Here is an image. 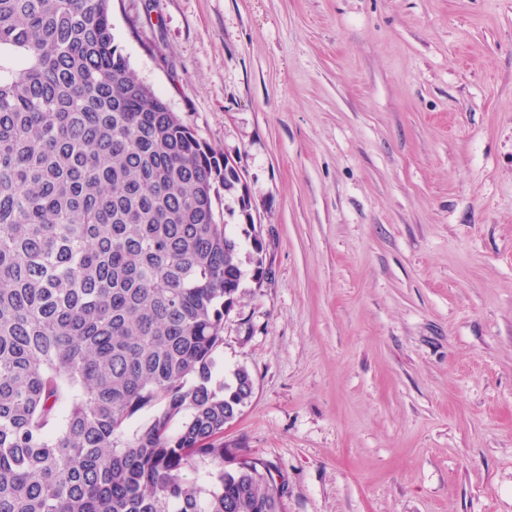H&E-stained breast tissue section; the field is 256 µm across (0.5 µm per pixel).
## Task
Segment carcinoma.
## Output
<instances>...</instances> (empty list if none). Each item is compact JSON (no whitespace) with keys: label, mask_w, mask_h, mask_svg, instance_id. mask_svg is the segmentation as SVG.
<instances>
[{"label":"carcinoma","mask_w":512,"mask_h":512,"mask_svg":"<svg viewBox=\"0 0 512 512\" xmlns=\"http://www.w3.org/2000/svg\"><path fill=\"white\" fill-rule=\"evenodd\" d=\"M2 54L0 512H284L216 443L252 397L213 384L243 266L263 285L247 188L134 78L112 0H0ZM221 199L217 204L218 214H220L219 218L225 220L226 224H229L228 227L236 232L239 237H241V229L242 227L238 224H242L243 218L238 213V207L233 202L232 198L226 197L224 199V190H220Z\"/></svg>","instance_id":"obj_1"}]
</instances>
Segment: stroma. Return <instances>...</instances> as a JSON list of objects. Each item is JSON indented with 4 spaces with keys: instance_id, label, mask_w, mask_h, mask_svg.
Here are the masks:
<instances>
[{
    "instance_id": "obj_1",
    "label": "stroma",
    "mask_w": 512,
    "mask_h": 512,
    "mask_svg": "<svg viewBox=\"0 0 512 512\" xmlns=\"http://www.w3.org/2000/svg\"><path fill=\"white\" fill-rule=\"evenodd\" d=\"M274 277L215 372L286 512H512V0H112Z\"/></svg>"
}]
</instances>
